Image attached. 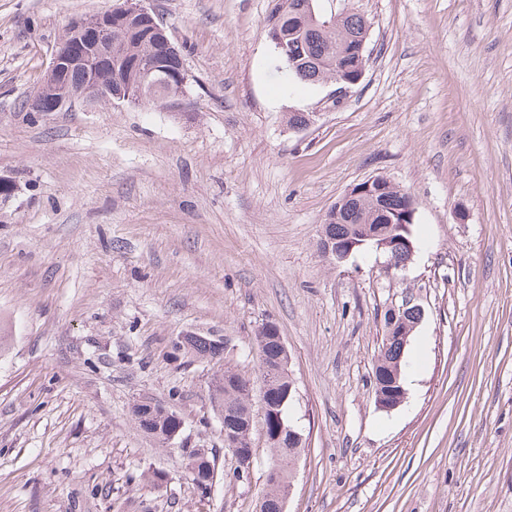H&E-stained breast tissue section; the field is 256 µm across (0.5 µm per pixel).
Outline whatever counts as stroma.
<instances>
[{
  "instance_id": "stroma-1",
  "label": "stroma",
  "mask_w": 512,
  "mask_h": 512,
  "mask_svg": "<svg viewBox=\"0 0 512 512\" xmlns=\"http://www.w3.org/2000/svg\"><path fill=\"white\" fill-rule=\"evenodd\" d=\"M113 3L0 0V512H257L260 394L241 482L215 367L171 344L227 339L225 365L256 383L268 321L304 437L286 512H512V0H335L371 24L343 95L279 69L277 0H152L188 70L180 108L27 112L69 23ZM372 176L415 200L405 269L318 251L327 211ZM408 293L413 380L382 411L383 314ZM144 399L182 435L138 430ZM199 446L218 473L205 496L182 456ZM137 426L162 444H168L180 436L185 429V421L178 414L161 403L149 405L138 402L132 407Z\"/></svg>"
}]
</instances>
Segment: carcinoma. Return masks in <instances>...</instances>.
<instances>
[{"label": "carcinoma", "instance_id": "obj_1", "mask_svg": "<svg viewBox=\"0 0 512 512\" xmlns=\"http://www.w3.org/2000/svg\"><path fill=\"white\" fill-rule=\"evenodd\" d=\"M320 0H278L269 18L272 29L288 34L285 45L277 51L280 68L286 76L298 84H317L335 81L342 73L343 62L349 47L364 34L365 18L352 13H341L332 18V12L319 5ZM315 13H310L308 4ZM89 32L74 33L67 29L63 40L76 54L85 51ZM155 60L162 70L160 84L152 91L137 98V104L151 107L161 104L172 106L186 91L183 60L157 57L154 34L142 20L115 17L112 19V65L97 69L96 77L112 82L117 89L137 91L144 85V63ZM89 72L74 67L63 77L40 88L43 108L46 112L57 111V106L68 94L81 87ZM403 198L395 184L385 188L378 196H368L355 207L347 210L342 221H325L326 236L345 240L354 233L356 224L386 225L385 214L397 207ZM388 314H383L382 345L374 364L375 394L392 397L400 390L403 379H394L397 364L404 363L407 347L396 337L389 335ZM263 378L262 403L266 435L277 459L265 474L264 487L259 495V512H281L282 495L292 479L291 464L300 453L299 442L293 440L288 420V407L295 392V384L288 367V354L279 343L276 326L266 331L259 328L256 336ZM173 351L201 360H220L224 354V340L212 336H185L172 345ZM250 380L230 368H225L215 379L211 391L212 408L223 424L224 438L239 439L235 472L249 476L253 450L247 435L252 426ZM137 426L162 444L180 436L185 421L178 414L160 403L149 405L140 402L132 407ZM185 468L198 490L207 493L216 480L213 449H182Z\"/></svg>", "mask_w": 512, "mask_h": 512}]
</instances>
